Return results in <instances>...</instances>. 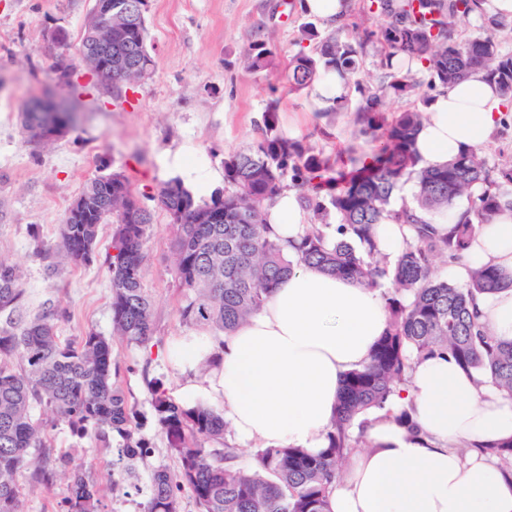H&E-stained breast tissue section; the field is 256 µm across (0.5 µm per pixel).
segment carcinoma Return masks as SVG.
I'll list each match as a JSON object with an SVG mask.
<instances>
[{"label": "carcinoma", "instance_id": "cac0c4a2", "mask_svg": "<svg viewBox=\"0 0 512 512\" xmlns=\"http://www.w3.org/2000/svg\"><path fill=\"white\" fill-rule=\"evenodd\" d=\"M482 0H368L371 29L341 22L318 37L312 24L300 41H316L309 52L288 58V92L297 93L320 78L336 74L353 82L361 102L354 122L367 144L372 163L350 149L332 156L310 137L289 138L278 130V101L263 113L258 138L248 148L224 159V190L208 199L196 196L178 180L166 182L157 201L175 226V274L185 300L183 323L206 326L219 336L230 335L262 309L292 270L279 240L270 234L267 207L288 186L303 189L301 205L317 220L338 217L332 240L317 223L306 230L297 247L299 262L339 278L379 288L389 325L370 351L368 362L346 374L327 445L317 453L302 448H260L249 470L236 466L238 448L228 443L230 426L214 407H188L154 386L153 407L177 468L156 470L144 512H181L180 493L190 491L197 512H327L341 465L365 444L351 438L364 432L372 410L385 412L411 433L419 432L408 409L389 407L393 396L408 389L414 361L434 353L448 354L466 372L512 398V341H502L480 321L478 294L512 286L498 268L484 265L459 286L436 275L440 261L454 265L467 258L477 228L503 211H512V165L488 166L482 151L456 155L442 166L422 165L416 137L426 118L421 110L386 112L387 95L404 97L417 88L408 72L393 67L397 55L418 58L429 73L430 86L445 87L476 68L489 71L504 106L512 104V54L501 50L512 23L489 17L482 33L461 38L460 24L483 16ZM384 52L387 83L374 90L356 78L359 55L367 42ZM247 70L274 75L277 52L264 39L246 50ZM155 70L146 44L145 12L131 22L112 17V69L99 77L114 88L131 81L132 67ZM54 119L74 120L67 112H30L23 107L28 139L41 141L36 130ZM414 181L420 209L454 206L466 199L465 218L448 234L403 204L396 193ZM79 196L83 211L66 210L62 249L71 263L92 261L100 225L114 219V254L106 265L112 287V327L130 343L148 344L153 337V304L142 287L147 259V227L151 210L131 189L110 183V175L88 180ZM409 224L414 237L390 260L383 255L372 229L383 220ZM16 268L0 262V512H24L19 476L32 455H48L47 424L34 418L51 410L82 441L93 438L109 447L110 434L131 437V413L123 390L112 382V342L96 332L78 340L63 339L56 324L64 312L48 306L31 315ZM204 437L221 444L205 448ZM460 448L483 449L512 467V437L482 446L464 441ZM72 466L64 512H100V490L88 481L82 465Z\"/></svg>", "mask_w": 512, "mask_h": 512}]
</instances>
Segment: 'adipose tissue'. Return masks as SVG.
Returning <instances> with one entry per match:
<instances>
[{
	"label": "adipose tissue",
	"mask_w": 512,
	"mask_h": 512,
	"mask_svg": "<svg viewBox=\"0 0 512 512\" xmlns=\"http://www.w3.org/2000/svg\"><path fill=\"white\" fill-rule=\"evenodd\" d=\"M501 108L495 84L479 68L440 89L416 141L424 164L486 146ZM267 223L282 241L299 239L308 216L295 191H282ZM481 265L512 274V212L482 226L454 276L467 281L470 269ZM477 307L499 339L512 341V287L480 295ZM386 328L380 291L302 266L225 337L204 378L194 376L198 342L183 340L180 393L209 399L242 442L317 452L326 444L344 376L367 361ZM393 405L411 407L421 434L390 419L373 422L371 446L353 457L331 492L330 512H512V472L479 452L461 455L457 447L462 439L512 436V398L464 373L450 355L436 354L415 366L408 391Z\"/></svg>",
	"instance_id": "adipose-tissue-1"
}]
</instances>
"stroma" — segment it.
Here are the masks:
<instances>
[{
	"label": "stroma",
	"mask_w": 512,
	"mask_h": 512,
	"mask_svg": "<svg viewBox=\"0 0 512 512\" xmlns=\"http://www.w3.org/2000/svg\"><path fill=\"white\" fill-rule=\"evenodd\" d=\"M92 0H0V260L16 266L30 311L55 304L66 309L60 336L75 339L94 331L112 340V379L124 391L132 413L134 439L146 455L130 462L119 450L125 436L112 434L109 447L87 439L76 443L65 422L54 421L51 453H71L102 489L101 512H143L152 474L175 469L165 435L155 420L151 381L177 398L176 349L184 338L212 339L209 330L179 317L171 243L175 228L168 213L154 207L147 229L144 291L153 303L154 336L147 345L114 336L110 278L105 257L117 226L101 225L90 264L75 266L58 252L62 217L95 175L122 172L141 199L156 195L175 179L167 160L181 156L200 177L191 191L207 198L224 186V159L258 136L273 96L265 74L245 72L242 54L256 39H273L280 59L298 50L309 18L290 0H148L147 45L157 61L153 75L120 89L79 72L57 82L53 50L43 34L64 28L77 45ZM51 95L74 107L77 121L59 140L28 141L20 112L30 96ZM279 129L285 136L313 135L325 153L362 147L354 124L360 96L350 93L347 109L321 112L308 92L281 93ZM69 470L58 467L52 483L22 475L26 512H62Z\"/></svg>",
	"instance_id": "1"
}]
</instances>
